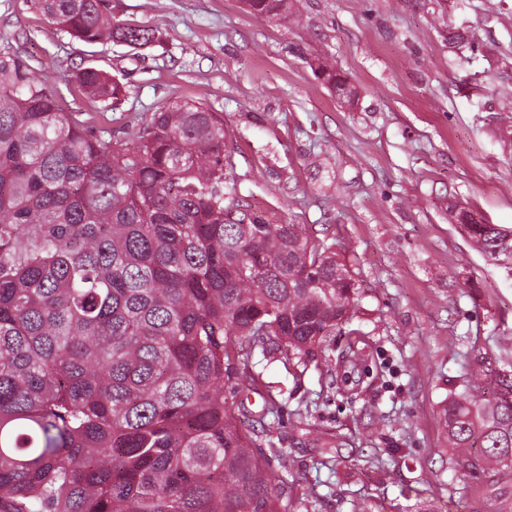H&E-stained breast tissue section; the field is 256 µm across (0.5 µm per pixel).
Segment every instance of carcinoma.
Listing matches in <instances>:
<instances>
[{"mask_svg": "<svg viewBox=\"0 0 512 512\" xmlns=\"http://www.w3.org/2000/svg\"><path fill=\"white\" fill-rule=\"evenodd\" d=\"M261 17L288 0H246ZM72 37L133 48L158 27L106 0H40ZM88 97L123 86L86 66ZM136 150L65 112L0 49V512H288L257 449L256 349L290 361L336 336L354 303L332 245L224 192V118L171 102ZM494 259L512 227L467 224ZM462 471L512 476V377L490 399L450 392Z\"/></svg>", "mask_w": 512, "mask_h": 512, "instance_id": "cac0c4a2", "label": "carcinoma"}]
</instances>
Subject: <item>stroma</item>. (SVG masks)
I'll use <instances>...</instances> for the list:
<instances>
[{"mask_svg":"<svg viewBox=\"0 0 512 512\" xmlns=\"http://www.w3.org/2000/svg\"><path fill=\"white\" fill-rule=\"evenodd\" d=\"M288 5L269 20L244 0H107L115 19L161 30L134 49L71 38L38 0H0V49L116 140L164 102L203 99L224 115L241 202L306 225L350 265L357 301L333 340L301 364L251 358L263 387L244 406L260 414L265 393L282 405L258 442L290 512H512V485L458 471L443 430L475 356L483 398L512 371V266L453 213L512 226V0ZM452 26L473 45L449 44ZM326 59L353 99L319 75ZM89 64L121 79L119 104L78 87Z\"/></svg>","mask_w":512,"mask_h":512,"instance_id":"stroma-1","label":"stroma"}]
</instances>
